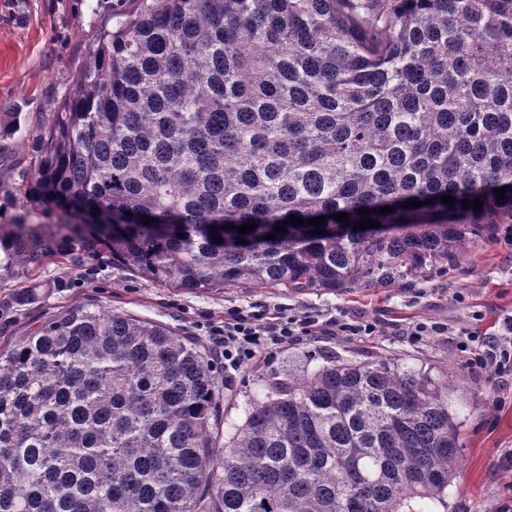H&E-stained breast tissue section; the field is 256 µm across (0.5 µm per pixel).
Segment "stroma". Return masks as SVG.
Returning <instances> with one entry per match:
<instances>
[{
  "label": "stroma",
  "instance_id": "obj_1",
  "mask_svg": "<svg viewBox=\"0 0 512 512\" xmlns=\"http://www.w3.org/2000/svg\"><path fill=\"white\" fill-rule=\"evenodd\" d=\"M128 7V0H0V113L20 115L16 133L0 139V224L15 222L17 189L35 175L33 127L69 97L101 34ZM504 231V225H496L492 239L476 243L447 267L399 285L340 294L242 284L209 293L176 291L135 275L106 253L78 264L50 258L39 267L0 276V302L25 288L36 293L34 301L13 312L0 337L26 335L51 315L85 304L158 322L192 338L212 357L220 379L224 359L212 329L234 306L262 302L328 315L355 310L386 328L441 326V333L419 341L323 336L285 344L224 389L221 432L227 438L241 427L252 406L265 399L273 378L303 375L330 357L382 359L448 385V408L461 423L462 448L459 471L448 487V512H498L503 501H512V471L498 464L500 454L512 448V375L503 376L502 389H495L468 370L460 344L468 330L497 333L512 314V246L504 245Z\"/></svg>",
  "mask_w": 512,
  "mask_h": 512
}]
</instances>
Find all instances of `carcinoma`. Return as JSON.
<instances>
[{
	"label": "carcinoma",
	"mask_w": 512,
	"mask_h": 512,
	"mask_svg": "<svg viewBox=\"0 0 512 512\" xmlns=\"http://www.w3.org/2000/svg\"><path fill=\"white\" fill-rule=\"evenodd\" d=\"M130 2L34 129L4 270L59 235L62 257L106 251L181 291L338 293L512 224V0ZM47 206L52 232L29 221ZM221 399L167 326L85 305L46 320L0 346V512L448 508L460 425L423 374L330 360L272 381L224 443Z\"/></svg>",
	"instance_id": "obj_1"
}]
</instances>
